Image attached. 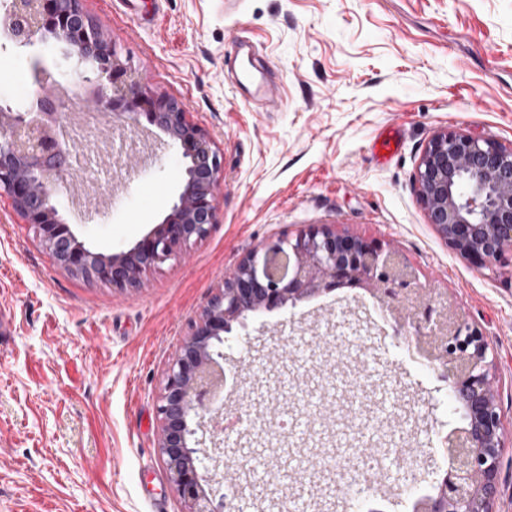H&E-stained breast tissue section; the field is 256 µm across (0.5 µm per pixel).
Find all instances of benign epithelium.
<instances>
[{"label": "benign epithelium", "instance_id": "1", "mask_svg": "<svg viewBox=\"0 0 512 512\" xmlns=\"http://www.w3.org/2000/svg\"><path fill=\"white\" fill-rule=\"evenodd\" d=\"M0 29L15 47L45 45L50 34L67 58L93 62L91 70L75 69V94L124 126L145 117L186 161L164 218L127 250L96 251L78 240L62 215L63 194L72 189L74 148L58 138L65 113L56 82L38 84L33 105L1 108L0 193L55 261L124 289L205 238L217 220L221 155L183 103L146 90L82 0H9ZM415 183L428 223L452 250L497 275L512 267V145L439 131L419 161ZM340 288L364 290L398 329L411 333L417 351L453 379L448 396L464 410L465 424L441 440L449 467L437 492L417 500L414 512H494L504 427L486 337L454 302L421 287L417 269L399 252L326 224L269 242L225 275L167 368L157 405L158 448L185 512H221L224 499V459L211 451L199 454L196 434L206 423L211 443L224 438L226 334L235 323Z\"/></svg>", "mask_w": 512, "mask_h": 512}]
</instances>
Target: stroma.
Here are the masks:
<instances>
[{
  "label": "stroma",
  "instance_id": "35a3bbf8",
  "mask_svg": "<svg viewBox=\"0 0 512 512\" xmlns=\"http://www.w3.org/2000/svg\"><path fill=\"white\" fill-rule=\"evenodd\" d=\"M83 0L85 12L154 95L185 105L223 156L217 222L202 241L148 272L138 288L88 282L59 266L0 196V512H184L158 450L157 401L169 363L225 273L270 239L310 224L403 254L421 283L446 293L487 337L504 426L495 512H512V275H490L429 224L415 172L431 137L455 129L512 143V0ZM274 65L282 103L244 102L224 67L238 39ZM0 48V105L28 103L36 55ZM394 132L399 148L373 143ZM143 153L126 158L114 202L64 204L79 240L132 247L166 213L185 160L148 122ZM383 320L340 290L234 329L224 364V460L265 455L289 496L320 512H411L448 466L438 442L463 419L440 371L377 335ZM338 335L325 337L328 326ZM308 415L297 436L266 405ZM316 401L307 409L306 400ZM405 448L396 494L348 485L358 450ZM337 464L321 467L326 456Z\"/></svg>",
  "mask_w": 512,
  "mask_h": 512
}]
</instances>
